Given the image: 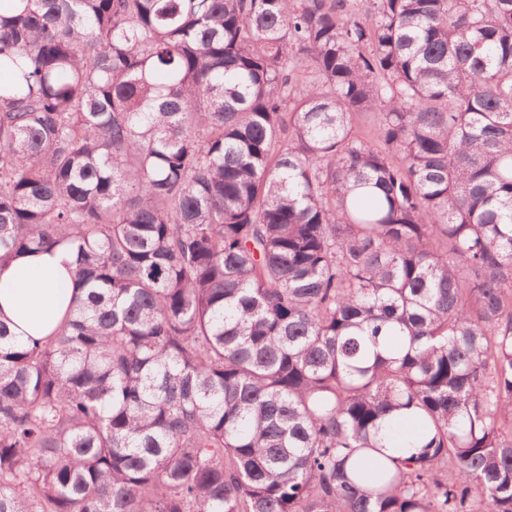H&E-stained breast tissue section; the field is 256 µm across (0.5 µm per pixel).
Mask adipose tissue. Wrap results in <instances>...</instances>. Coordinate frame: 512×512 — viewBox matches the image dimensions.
I'll return each mask as SVG.
<instances>
[{
    "label": "adipose tissue",
    "instance_id": "adipose-tissue-1",
    "mask_svg": "<svg viewBox=\"0 0 512 512\" xmlns=\"http://www.w3.org/2000/svg\"><path fill=\"white\" fill-rule=\"evenodd\" d=\"M63 248L22 253L0 266V323L20 338L55 336L80 288Z\"/></svg>",
    "mask_w": 512,
    "mask_h": 512
}]
</instances>
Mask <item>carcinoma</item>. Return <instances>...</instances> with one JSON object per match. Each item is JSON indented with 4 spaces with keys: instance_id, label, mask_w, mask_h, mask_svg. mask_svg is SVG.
I'll return each instance as SVG.
<instances>
[{
    "instance_id": "cac0c4a2",
    "label": "carcinoma",
    "mask_w": 512,
    "mask_h": 512,
    "mask_svg": "<svg viewBox=\"0 0 512 512\" xmlns=\"http://www.w3.org/2000/svg\"><path fill=\"white\" fill-rule=\"evenodd\" d=\"M9 3L0 512H512V0ZM73 269L63 248L22 253L0 266V322L23 339L55 336L82 291Z\"/></svg>"
}]
</instances>
